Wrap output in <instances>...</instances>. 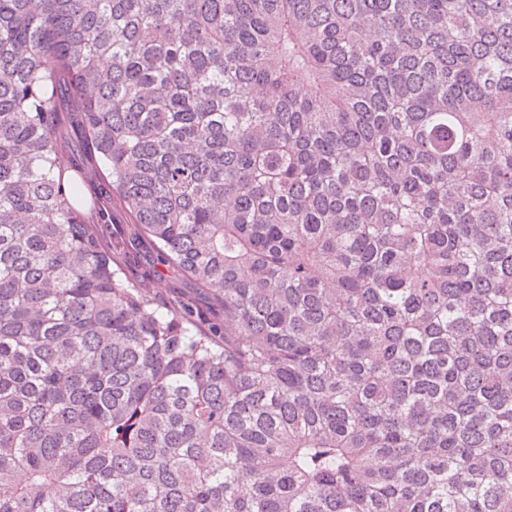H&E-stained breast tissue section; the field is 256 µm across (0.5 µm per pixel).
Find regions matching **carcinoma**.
Returning <instances> with one entry per match:
<instances>
[{
	"label": "carcinoma",
	"mask_w": 512,
	"mask_h": 512,
	"mask_svg": "<svg viewBox=\"0 0 512 512\" xmlns=\"http://www.w3.org/2000/svg\"><path fill=\"white\" fill-rule=\"evenodd\" d=\"M0 512H512V0H0ZM97 228L107 241H112V237H131L138 232L137 226L132 224L129 217L119 209L112 211V219L108 224H99ZM122 268L121 275L131 281L140 282L149 279L151 296L161 307L172 305L180 291L193 292L192 289L187 288L181 274L161 265L156 253L149 248H143L134 260L124 263Z\"/></svg>",
	"instance_id": "obj_1"
}]
</instances>
